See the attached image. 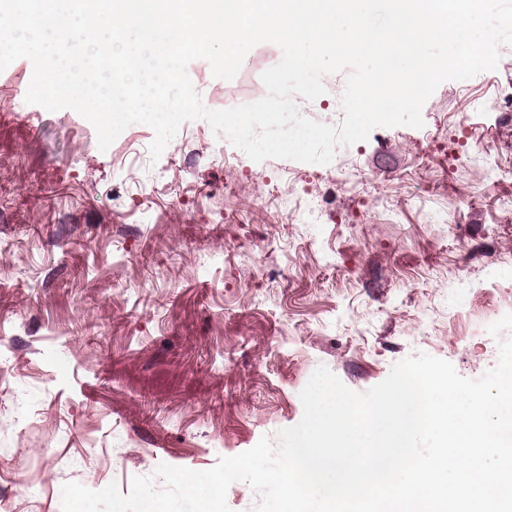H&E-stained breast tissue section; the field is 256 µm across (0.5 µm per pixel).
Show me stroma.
<instances>
[{
	"label": "stroma",
	"instance_id": "obj_1",
	"mask_svg": "<svg viewBox=\"0 0 512 512\" xmlns=\"http://www.w3.org/2000/svg\"><path fill=\"white\" fill-rule=\"evenodd\" d=\"M499 53L441 83L423 127L375 128L325 165L253 161L202 119L156 159L142 123L103 151L76 111L26 102L28 59L0 71V512L278 442L321 365L356 392L421 353L469 379L493 368L488 326L512 312V266L487 275L512 257V125L490 107L512 45ZM280 58L266 42L232 80L203 59L187 73L220 110L265 96ZM346 79L300 112L339 124ZM305 194L323 223H282L278 200Z\"/></svg>",
	"mask_w": 512,
	"mask_h": 512
}]
</instances>
